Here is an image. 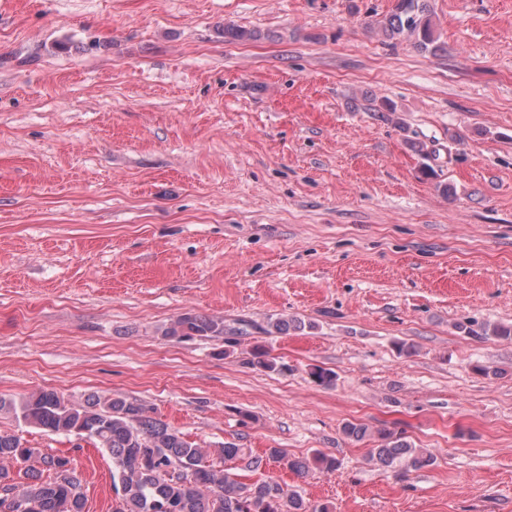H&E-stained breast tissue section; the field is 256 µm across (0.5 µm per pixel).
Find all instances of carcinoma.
<instances>
[{"label": "carcinoma", "instance_id": "cac0c4a2", "mask_svg": "<svg viewBox=\"0 0 512 512\" xmlns=\"http://www.w3.org/2000/svg\"><path fill=\"white\" fill-rule=\"evenodd\" d=\"M383 31L389 38L408 35L423 51H437L435 34L426 0H395ZM314 328V324L285 317L271 318L269 336L290 328ZM477 339L493 336L512 339V326L484 325L481 331L464 327ZM177 341L205 339L237 344L247 335L240 325L221 318L185 313L162 331ZM246 365L254 369H278L270 350L261 344L251 347ZM0 412L18 423L64 435H80L108 452L112 461V489L118 496L113 512H331L326 503H312L283 482L251 479L266 462H275L302 476L314 469L332 473L340 460L320 451L306 458L288 455L284 448H267L261 455L234 444L202 448L181 432L153 416L137 400L90 395L70 402L58 392L39 389L18 399L0 398ZM342 433L361 441L373 440L368 461L395 469L401 463L413 469L431 466L434 458L414 447L404 432L383 427L374 432L362 424L346 422ZM217 457L224 466L211 462ZM14 494L15 506L8 512H83L82 480L65 455L49 454L26 445L15 432L0 428V489Z\"/></svg>", "mask_w": 512, "mask_h": 512}]
</instances>
